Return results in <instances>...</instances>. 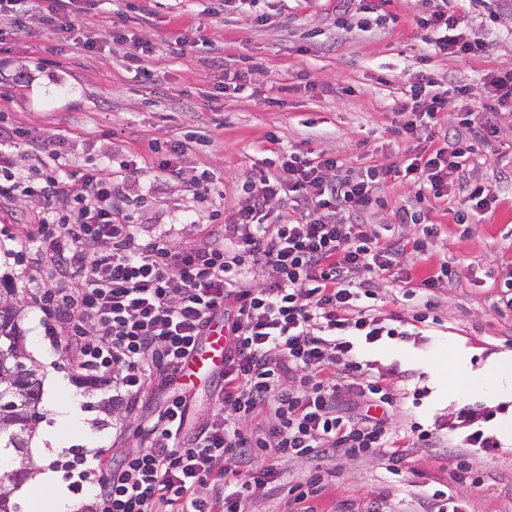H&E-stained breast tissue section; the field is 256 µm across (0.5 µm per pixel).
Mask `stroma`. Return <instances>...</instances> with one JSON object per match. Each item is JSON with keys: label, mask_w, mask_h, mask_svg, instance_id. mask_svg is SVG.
<instances>
[{"label": "stroma", "mask_w": 512, "mask_h": 512, "mask_svg": "<svg viewBox=\"0 0 512 512\" xmlns=\"http://www.w3.org/2000/svg\"><path fill=\"white\" fill-rule=\"evenodd\" d=\"M217 4L98 0L76 15L69 40L31 17L23 30L0 37V126L23 131L28 146L60 154L73 170L109 164L117 153L136 157L146 174L126 184L135 224L142 234L163 229L176 244L190 245L207 225L237 209L267 134H276L283 147L336 157L357 172L395 165L430 143L429 129L409 140L397 130L394 104L409 95L416 75L430 74L441 90L453 82L467 86L466 97L451 100L461 120L479 111L488 95L483 75L512 69V0H448L457 29L487 45L476 57L427 50L418 20L430 0H383L366 32L338 29L342 0H259L260 23L245 14L212 15ZM115 27L145 30L153 53L134 61L126 45L83 48V35ZM187 28L196 40L184 45L178 36ZM225 69L243 73L239 89L219 88ZM493 121L498 139L480 148L463 180L490 186L498 198L495 211L479 224L455 223L453 211L465 194L453 186L447 202L430 214L442 227L428 243L431 260L415 264L421 276L429 263L447 261L459 287L441 291L434 320L420 322L416 301L398 285L381 282L378 312L400 316L405 333L360 346L372 374L397 398L392 430L434 429L442 445L408 449L397 473L382 458L330 462L318 512H368L374 503L381 512H424L437 490L464 497L469 512H512V440L501 441L491 456L478 448L463 452L452 428L466 404L497 416L512 412V400L492 395L493 361L512 354V310L499 301L500 283L512 272V114ZM166 141L187 145L178 159L182 177L157 167L153 145ZM205 169L223 173L224 185L202 202L188 184ZM19 231L14 206L0 204V286L14 291L23 342L43 380L60 383L54 398L43 399L39 424H53L65 405L78 415L58 447L29 446V476L48 469L71 484L81 470L78 453L136 448L142 436L134 428L116 434L110 390L77 387L65 355L45 336L35 297L56 283L30 257H14ZM462 350L480 378L465 391L452 381L453 359ZM459 454L480 484L458 483Z\"/></svg>", "instance_id": "35a3bbf8"}]
</instances>
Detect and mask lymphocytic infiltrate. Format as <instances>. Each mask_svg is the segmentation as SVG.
<instances>
[{"instance_id": "lymphocytic-infiltrate-1", "label": "lymphocytic infiltrate", "mask_w": 512, "mask_h": 512, "mask_svg": "<svg viewBox=\"0 0 512 512\" xmlns=\"http://www.w3.org/2000/svg\"><path fill=\"white\" fill-rule=\"evenodd\" d=\"M420 24L433 53L486 49L455 32L439 0ZM485 80L483 115L406 160L414 198L394 218L420 228L411 240L359 221L381 204L387 166L353 177L341 174L336 157L279 151L281 175L254 172L231 220L213 225L200 243L180 246L163 231L141 236L134 224L124 184L143 170L133 157L71 170L58 155H37L35 178L22 182L20 134L0 133V201L34 197L41 204L37 226L16 241L47 262L57 281L37 301L46 335L56 337L83 386L111 390L116 424L135 418L150 377L162 375L167 389L144 424L141 448L94 452L93 465L79 472L91 481L80 512H246L253 487L280 481L285 459L305 466L291 491L297 512H311L325 465L337 455L402 466L403 438L388 426L394 395L368 374L353 339L372 343L398 333L373 311L377 281L413 289L428 310L441 289L457 287L447 263L417 280L406 259L425 254L439 233L429 221L434 205L496 138L489 114L512 111V71ZM431 86L419 76L397 104L402 133L413 134L424 120L448 123V98ZM282 203L294 221L266 223ZM258 269L267 270L266 279H253ZM219 316L228 330L221 408L188 435L193 395L179 370Z\"/></svg>"}]
</instances>
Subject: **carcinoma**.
Masks as SVG:
<instances>
[{"mask_svg":"<svg viewBox=\"0 0 512 512\" xmlns=\"http://www.w3.org/2000/svg\"><path fill=\"white\" fill-rule=\"evenodd\" d=\"M42 379L27 366L17 311L0 301V438L6 447L26 448L25 437L41 419Z\"/></svg>","mask_w":512,"mask_h":512,"instance_id":"carcinoma-1","label":"carcinoma"}]
</instances>
